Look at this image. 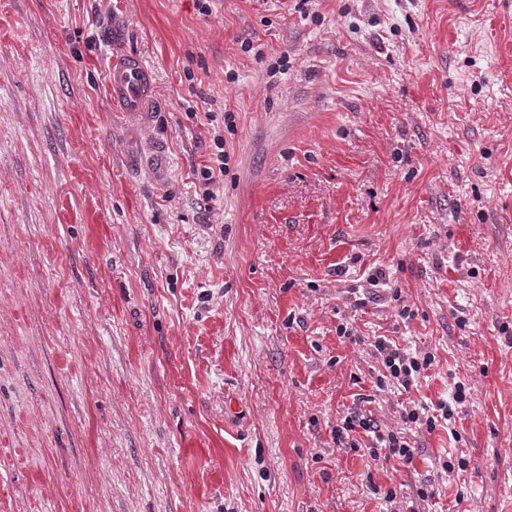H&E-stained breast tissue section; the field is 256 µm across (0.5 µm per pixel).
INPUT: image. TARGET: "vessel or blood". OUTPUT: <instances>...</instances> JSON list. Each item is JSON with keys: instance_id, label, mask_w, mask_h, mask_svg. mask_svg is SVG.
Here are the masks:
<instances>
[{"instance_id": "obj_1", "label": "vessel or blood", "mask_w": 512, "mask_h": 512, "mask_svg": "<svg viewBox=\"0 0 512 512\" xmlns=\"http://www.w3.org/2000/svg\"><path fill=\"white\" fill-rule=\"evenodd\" d=\"M153 85L151 71L137 55L114 51L106 68V86L109 97L122 112L145 111Z\"/></svg>"}]
</instances>
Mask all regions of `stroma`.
<instances>
[{
    "label": "stroma",
    "mask_w": 512,
    "mask_h": 512,
    "mask_svg": "<svg viewBox=\"0 0 512 512\" xmlns=\"http://www.w3.org/2000/svg\"><path fill=\"white\" fill-rule=\"evenodd\" d=\"M1 13L0 512H512V0ZM341 324L434 355L416 400L470 387L411 464L336 446L354 409L398 421ZM123 31V17L115 18L109 33L114 50L106 68L107 91L120 112H145L150 101L153 76L137 55L117 49L124 36ZM214 144L217 149V153L214 154L215 158L213 161L215 164H213V166H205L201 171L202 177L208 185H215L217 178L220 179V181H223L224 173L228 168L230 159L229 154L224 150V139H222L221 136H214Z\"/></svg>",
    "instance_id": "stroma-1"
}]
</instances>
